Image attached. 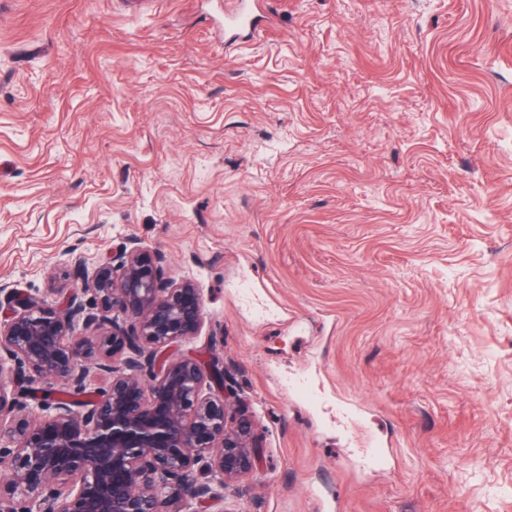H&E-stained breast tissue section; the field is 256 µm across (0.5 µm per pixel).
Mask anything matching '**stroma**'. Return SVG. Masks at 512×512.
<instances>
[{
	"instance_id": "35a3bbf8",
	"label": "stroma",
	"mask_w": 512,
	"mask_h": 512,
	"mask_svg": "<svg viewBox=\"0 0 512 512\" xmlns=\"http://www.w3.org/2000/svg\"><path fill=\"white\" fill-rule=\"evenodd\" d=\"M0 0V286L190 280L253 421L213 512H512V0ZM224 9V44L235 42L241 36L260 40L268 16L264 0H235Z\"/></svg>"
}]
</instances>
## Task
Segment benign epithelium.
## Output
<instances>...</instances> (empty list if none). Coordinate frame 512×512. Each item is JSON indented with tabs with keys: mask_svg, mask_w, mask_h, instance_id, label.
Masks as SVG:
<instances>
[{
	"mask_svg": "<svg viewBox=\"0 0 512 512\" xmlns=\"http://www.w3.org/2000/svg\"><path fill=\"white\" fill-rule=\"evenodd\" d=\"M53 304L0 288V512H201L256 468L219 360L167 355L204 323L198 289L130 242ZM108 375L88 402L90 371ZM61 382L67 398L24 383Z\"/></svg>",
	"mask_w": 512,
	"mask_h": 512,
	"instance_id": "obj_1",
	"label": "benign epithelium"
}]
</instances>
